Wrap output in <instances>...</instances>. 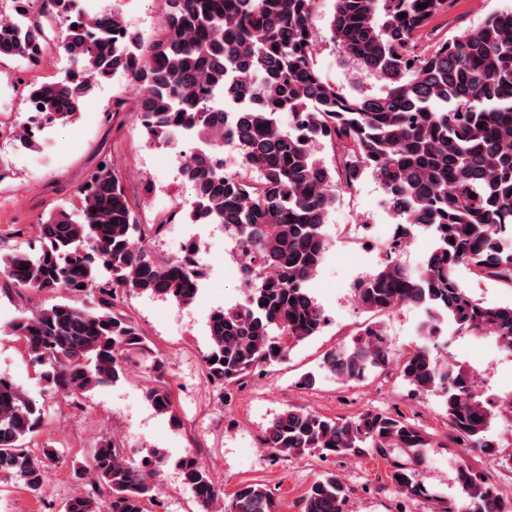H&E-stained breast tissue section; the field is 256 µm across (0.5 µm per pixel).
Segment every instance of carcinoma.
I'll return each mask as SVG.
<instances>
[{
    "label": "carcinoma",
    "instance_id": "obj_1",
    "mask_svg": "<svg viewBox=\"0 0 512 512\" xmlns=\"http://www.w3.org/2000/svg\"><path fill=\"white\" fill-rule=\"evenodd\" d=\"M10 2V11H0V59L38 66L46 44L37 32L47 15L59 27L57 48L70 64L65 78L32 85V111L71 122L97 86L124 77L137 87L136 120L148 144L200 143L181 167L194 192L189 211L144 226L105 162L79 187L76 212L55 211L40 225L37 244L0 255V274L19 288L96 292L91 307L66 298L9 322L31 360L46 367L48 388L78 404L124 378L131 360L146 359L154 383L145 399L181 426L165 361L116 309L125 293L180 306L195 302L193 246L172 258L149 248L150 232L167 224H222L249 254L242 302L208 319L210 383L224 388L283 362L327 323L309 288L326 257L325 226L336 191L353 188L369 172L392 211L404 216L400 237L427 228L433 245L412 271L392 243L378 268L355 285V298L374 315L402 307L424 311L417 330L422 343L399 362L402 377L418 392L445 394L450 430L466 452L495 455L512 469V452L487 437L495 413L512 416V392L485 395L471 367L441 360L430 348L446 324L462 335L491 337L512 356V305H488L456 277L464 264L512 288V8L424 54L416 52L418 33L452 0H336L328 39L381 82L379 93L368 94L323 78L311 27L314 0H164L163 35L148 57L142 37L115 10L87 19L73 13L72 0ZM38 131L29 120L15 140L35 148ZM226 146L242 156V171L233 175L224 173ZM327 146L336 155L332 168L319 157ZM389 361L384 330L371 323L351 343L327 352L319 369L340 383H357ZM42 424L36 403L0 376V474L36 495L45 490L49 463L59 458L53 448L39 456L27 448ZM263 444L281 456H379L392 467L387 478L395 491L433 501L435 512H512V503L465 461L457 469L460 498L430 494L416 467L431 441L400 415L365 410L344 419L289 408L271 421ZM168 462L157 449L131 459L116 441L103 440L77 468L91 474L89 488L68 499L63 512H97L105 490L110 512H146ZM175 467L198 512H280L258 483H242L222 501L193 454ZM350 493L344 479L328 471L307 488L299 512H343Z\"/></svg>",
    "mask_w": 512,
    "mask_h": 512
}]
</instances>
